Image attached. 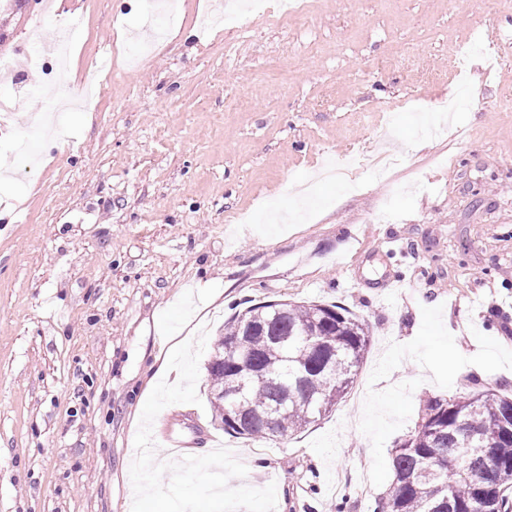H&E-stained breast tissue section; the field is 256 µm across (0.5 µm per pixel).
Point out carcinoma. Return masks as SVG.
Masks as SVG:
<instances>
[{
    "mask_svg": "<svg viewBox=\"0 0 512 512\" xmlns=\"http://www.w3.org/2000/svg\"><path fill=\"white\" fill-rule=\"evenodd\" d=\"M370 337L364 320L337 305L246 308L224 323V361L207 366L214 423L254 440L306 429L343 401ZM461 429L483 443L466 445ZM391 455L393 480L375 512H512V395L504 385L427 395Z\"/></svg>",
    "mask_w": 512,
    "mask_h": 512,
    "instance_id": "carcinoma-1",
    "label": "carcinoma"
}]
</instances>
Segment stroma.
<instances>
[{"instance_id": "obj_1", "label": "stroma", "mask_w": 512, "mask_h": 512, "mask_svg": "<svg viewBox=\"0 0 512 512\" xmlns=\"http://www.w3.org/2000/svg\"><path fill=\"white\" fill-rule=\"evenodd\" d=\"M216 2L171 0L179 24L136 64L147 0L0 7V512H131L149 379L251 304L371 329L304 432L225 434L203 375L199 404L155 418L156 462L167 436L226 447L231 486L275 484V512H372L425 395L512 382V0H305L219 26ZM75 16L46 88L31 36ZM59 97L82 101L64 138L15 158Z\"/></svg>"}]
</instances>
